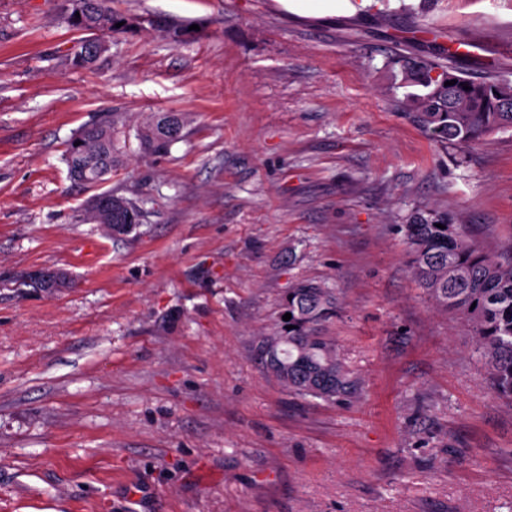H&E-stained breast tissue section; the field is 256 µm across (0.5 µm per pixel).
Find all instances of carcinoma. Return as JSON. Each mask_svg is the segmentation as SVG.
<instances>
[{"instance_id":"cac0c4a2","label":"carcinoma","mask_w":512,"mask_h":512,"mask_svg":"<svg viewBox=\"0 0 512 512\" xmlns=\"http://www.w3.org/2000/svg\"><path fill=\"white\" fill-rule=\"evenodd\" d=\"M107 2L71 0L69 24L76 29L113 31L115 19ZM66 57L76 68L96 64L83 51L81 40ZM395 63L402 70L404 83L418 88L407 95V106L432 140L467 147L494 131L512 128V109L505 110L499 97L501 88L512 89V81L477 83L450 77L441 63L413 55L400 54ZM450 78L456 80L451 91L445 85ZM181 131L180 126L170 130L161 116L143 127L141 144L147 152L162 155L180 138ZM117 142V132L110 123L84 128L65 150L70 178L79 183L103 180L112 173ZM131 212L141 214L133 201L114 192L112 221L89 210L78 214L76 221L103 224L117 236L132 229L133 224L127 221ZM401 230L415 282L440 309L469 322L496 394L512 401V253L502 260L487 255L470 240L465 225L452 224L439 214L418 215L401 225ZM338 304L333 289L310 281L297 283L288 289L285 312L291 319L284 322L286 329L280 336L259 341L254 348L263 368L297 396L344 404L361 388L360 379L345 364L333 337L323 335L326 324L336 316Z\"/></svg>"}]
</instances>
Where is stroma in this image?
<instances>
[{
	"instance_id": "stroma-1",
	"label": "stroma",
	"mask_w": 512,
	"mask_h": 512,
	"mask_svg": "<svg viewBox=\"0 0 512 512\" xmlns=\"http://www.w3.org/2000/svg\"><path fill=\"white\" fill-rule=\"evenodd\" d=\"M419 5L111 0L119 30L74 69L69 0H0V512H512V402L400 230L445 213L511 249L512 129L432 141L392 63L512 79L482 47L512 45V0ZM166 112L182 138L149 154ZM108 120L115 170L71 181L67 144ZM107 191L143 214L127 235L75 220ZM302 280L340 297L351 404L254 357ZM288 14L303 18H325L336 15V9L351 0H274ZM167 115L157 118L153 123L143 127L140 133L141 144L143 148L155 155L167 153L171 144L180 138L183 124L180 123L175 130V134L164 124Z\"/></svg>"
}]
</instances>
